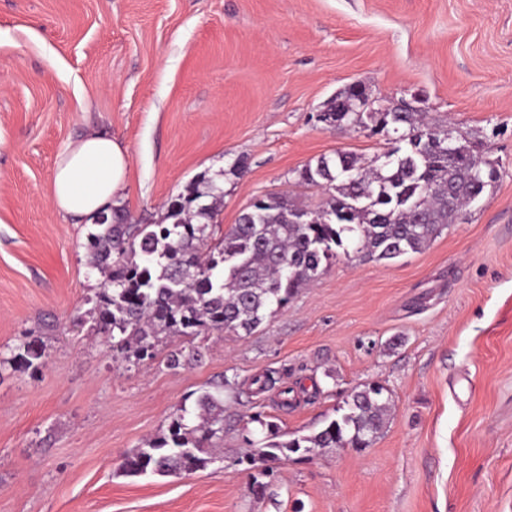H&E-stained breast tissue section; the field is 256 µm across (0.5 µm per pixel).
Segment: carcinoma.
I'll return each instance as SVG.
<instances>
[{
    "mask_svg": "<svg viewBox=\"0 0 512 512\" xmlns=\"http://www.w3.org/2000/svg\"><path fill=\"white\" fill-rule=\"evenodd\" d=\"M363 95L359 84L336 95L324 112L325 122L336 127L353 122L372 135L420 136L448 144V130L412 107L356 111ZM387 155L383 163L366 166L355 154L338 150L305 164L296 171L297 181L323 190L320 205L312 209L283 195H265L213 245L211 228L224 191L207 177L170 198L157 224H130L123 209H110L105 219L95 221L85 244L89 266L104 279V287L88 299L91 329L107 336L112 351L137 361L154 358L165 336L198 338L172 353L168 364L199 362L201 342L210 334H252L338 254L363 253L390 262L420 251L500 178L499 165L477 145L454 159L434 147L415 155L397 146ZM7 362L40 371L45 366L42 342L23 341ZM226 388L227 380L203 391L194 418L182 409L165 430L122 456L120 472L166 476L207 468L214 440L224 431ZM390 402L384 386L371 383L346 395L340 416L309 435L282 440L277 425L264 422L266 443L236 464L250 473L252 493L261 498L273 475L265 463L324 448L362 451L386 427Z\"/></svg>",
    "mask_w": 512,
    "mask_h": 512,
    "instance_id": "obj_1",
    "label": "carcinoma"
}]
</instances>
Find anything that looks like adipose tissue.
Returning a JSON list of instances; mask_svg holds the SVG:
<instances>
[{"label":"adipose tissue","instance_id":"adipose-tissue-1","mask_svg":"<svg viewBox=\"0 0 512 512\" xmlns=\"http://www.w3.org/2000/svg\"><path fill=\"white\" fill-rule=\"evenodd\" d=\"M128 165L127 151L107 135L91 133L69 144L48 188L54 209L65 218L90 220L118 205Z\"/></svg>","mask_w":512,"mask_h":512}]
</instances>
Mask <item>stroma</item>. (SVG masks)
Wrapping results in <instances>:
<instances>
[{"label": "stroma", "instance_id": "stroma-1", "mask_svg": "<svg viewBox=\"0 0 512 512\" xmlns=\"http://www.w3.org/2000/svg\"><path fill=\"white\" fill-rule=\"evenodd\" d=\"M354 83L419 97L499 162L465 219L391 264L338 257L251 335L206 339L197 363L168 367L174 337L134 365L74 325L102 278L89 224L48 198L70 143L95 130L126 149L134 224L159 222L198 175L222 179L225 233L258 195L318 204L295 178L307 162L393 148L319 122ZM36 337L41 372L7 363ZM225 379L215 462L118 474ZM372 382L392 408L370 448L280 463L253 497L235 464L263 443L252 415L307 435ZM0 512H512V0H0Z\"/></svg>", "mask_w": 512, "mask_h": 512}]
</instances>
